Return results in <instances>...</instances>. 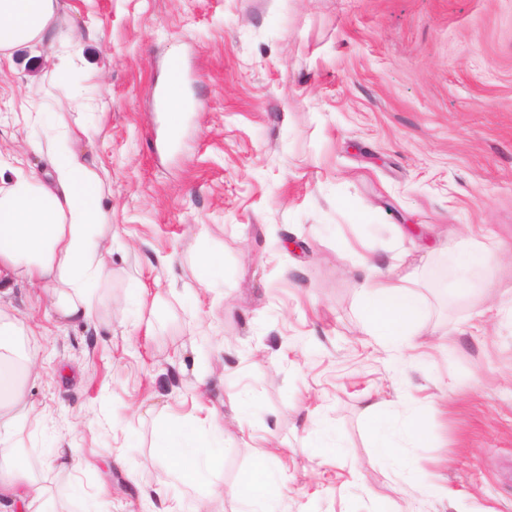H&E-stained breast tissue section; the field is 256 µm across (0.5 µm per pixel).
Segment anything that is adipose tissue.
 I'll use <instances>...</instances> for the list:
<instances>
[{
    "instance_id": "adipose-tissue-1",
    "label": "adipose tissue",
    "mask_w": 512,
    "mask_h": 512,
    "mask_svg": "<svg viewBox=\"0 0 512 512\" xmlns=\"http://www.w3.org/2000/svg\"><path fill=\"white\" fill-rule=\"evenodd\" d=\"M64 0H0V50L33 41H56L62 33L57 18ZM70 132H59L39 146L44 173L0 170V290L19 282L40 285L52 308L71 322L91 321L96 285L110 270L104 261L112 251L110 211L101 201L94 159L77 153ZM360 307L369 335L396 344L409 336L427 310L410 288L391 285L375 267L359 282ZM26 328L0 310V508L7 512H56L46 490L22 465L16 450L30 420L27 383L37 373L36 355L21 345ZM368 431L375 447L395 459L397 436L424 441L420 423L396 427L373 413ZM224 421L210 412L201 426L160 420L157 452L176 479L201 478L205 467L223 454ZM266 449L253 451V471L235 496L255 512L274 488L276 475Z\"/></svg>"
}]
</instances>
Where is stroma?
<instances>
[{
  "mask_svg": "<svg viewBox=\"0 0 512 512\" xmlns=\"http://www.w3.org/2000/svg\"><path fill=\"white\" fill-rule=\"evenodd\" d=\"M66 2L67 46L0 56V158L41 170L32 141L66 127L112 213L92 322L26 282L0 299L38 335L22 454L59 512L184 497L157 413L212 409L207 512H239L226 490L261 437L283 464L269 512H512V0ZM174 56L192 107L166 151L153 89ZM484 237L497 255L462 292L457 252ZM367 263L427 304L399 348L364 331ZM373 403L424 427L401 467L373 446Z\"/></svg>",
  "mask_w": 512,
  "mask_h": 512,
  "instance_id": "stroma-1",
  "label": "stroma"
}]
</instances>
